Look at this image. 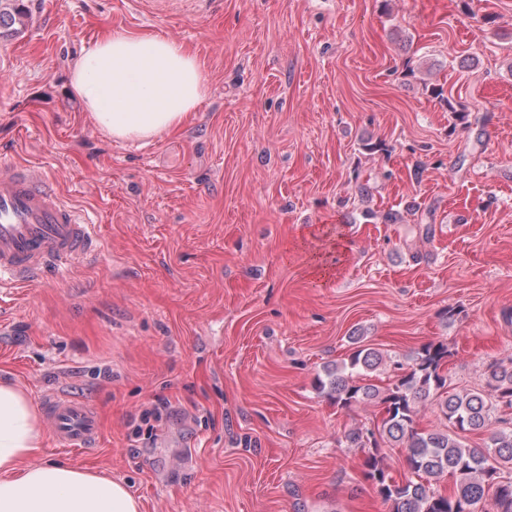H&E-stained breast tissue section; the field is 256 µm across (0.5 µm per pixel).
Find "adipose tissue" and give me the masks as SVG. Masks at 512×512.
I'll use <instances>...</instances> for the list:
<instances>
[{
    "label": "adipose tissue",
    "mask_w": 512,
    "mask_h": 512,
    "mask_svg": "<svg viewBox=\"0 0 512 512\" xmlns=\"http://www.w3.org/2000/svg\"><path fill=\"white\" fill-rule=\"evenodd\" d=\"M73 95L105 135L150 142L180 130L206 93L187 46L157 34L105 32L71 65ZM43 424L25 387L0 381V512H141L124 481L38 454Z\"/></svg>",
    "instance_id": "obj_1"
}]
</instances>
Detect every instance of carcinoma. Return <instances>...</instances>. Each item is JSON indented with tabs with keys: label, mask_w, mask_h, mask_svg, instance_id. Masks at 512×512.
<instances>
[{
	"label": "carcinoma",
	"mask_w": 512,
	"mask_h": 512,
	"mask_svg": "<svg viewBox=\"0 0 512 512\" xmlns=\"http://www.w3.org/2000/svg\"><path fill=\"white\" fill-rule=\"evenodd\" d=\"M28 13L22 0L0 8V37L18 32ZM347 360L327 368L317 378V389L341 408L375 402L382 406L380 424L358 425L345 434L350 448L366 451V476L389 512H512V481L500 480L512 469V427L496 428V414L512 409V361L489 366L486 388L457 392L448 387L444 367L448 345L428 342L404 364L387 360L370 347L357 345ZM392 368L385 387L366 382L380 367ZM435 405L446 421L444 429L419 427V408ZM485 434L481 446L465 443L470 434ZM402 448L410 476L397 480L383 464L382 449ZM454 478V489L443 495L431 481ZM492 501H487L489 490Z\"/></svg>",
	"instance_id": "cac0c4a2"
}]
</instances>
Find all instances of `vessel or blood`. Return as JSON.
Instances as JSON below:
<instances>
[{
  "instance_id": "vessel-or-blood-1",
  "label": "vessel or blood",
  "mask_w": 512,
  "mask_h": 512,
  "mask_svg": "<svg viewBox=\"0 0 512 512\" xmlns=\"http://www.w3.org/2000/svg\"><path fill=\"white\" fill-rule=\"evenodd\" d=\"M91 226L55 189L45 170L31 163L0 169V283L25 286L48 268L74 265L101 254ZM50 435L84 449L100 435L99 418L86 401L43 399Z\"/></svg>"
}]
</instances>
